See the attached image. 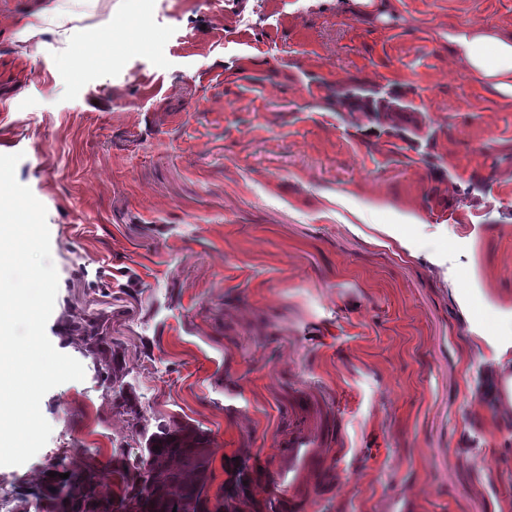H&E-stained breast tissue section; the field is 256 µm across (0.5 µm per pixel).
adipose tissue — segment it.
<instances>
[{"instance_id":"1","label":"adipose tissue","mask_w":512,"mask_h":512,"mask_svg":"<svg viewBox=\"0 0 512 512\" xmlns=\"http://www.w3.org/2000/svg\"><path fill=\"white\" fill-rule=\"evenodd\" d=\"M65 0H48L36 12L19 19L17 34L21 40L47 34L65 41L73 34ZM459 61L474 76L494 88L512 94V39L487 30H460L449 33Z\"/></svg>"}]
</instances>
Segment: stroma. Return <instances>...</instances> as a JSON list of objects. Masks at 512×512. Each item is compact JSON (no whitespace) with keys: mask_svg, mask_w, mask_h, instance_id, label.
Returning a JSON list of instances; mask_svg holds the SVG:
<instances>
[{"mask_svg":"<svg viewBox=\"0 0 512 512\" xmlns=\"http://www.w3.org/2000/svg\"><path fill=\"white\" fill-rule=\"evenodd\" d=\"M41 2L0 0V154L47 210L46 333L85 378L43 397L0 512H50L54 472L121 495L124 395L206 432L209 497L250 478L233 512H285L298 441L297 512H512V95L448 43L512 37V0H72L71 41L27 58ZM91 313L123 393L69 332Z\"/></svg>","mask_w":512,"mask_h":512,"instance_id":"1","label":"stroma"}]
</instances>
